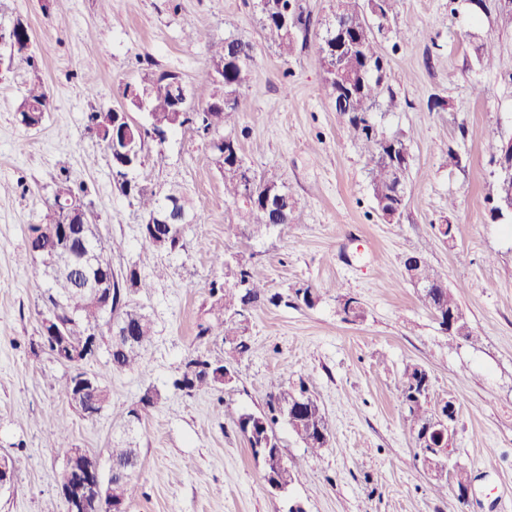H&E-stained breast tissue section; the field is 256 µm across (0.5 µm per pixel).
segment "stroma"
Here are the masks:
<instances>
[{"instance_id": "obj_1", "label": "stroma", "mask_w": 512, "mask_h": 512, "mask_svg": "<svg viewBox=\"0 0 512 512\" xmlns=\"http://www.w3.org/2000/svg\"><path fill=\"white\" fill-rule=\"evenodd\" d=\"M311 19L304 45L281 57L259 24L257 0H0V31L21 21L33 63L14 59L0 72V453L15 476L0 491V512H67L59 476L71 449L108 466L107 450L124 440L139 450L138 491L127 512H512V216L491 220L494 180L488 142L512 136V19L502 0H398L375 36L386 55L393 109L377 107L387 133L408 138L409 177L398 222L379 215L364 160L349 140L329 94L319 47L335 0H298ZM244 38L254 60L225 132L240 141L252 168L277 172L296 201L294 224L228 238L235 210L207 140L192 126L148 138L133 175L142 188L184 189L197 210L185 246L159 252L143 239L146 217L121 192L89 116L124 105L126 87L145 72H171L190 91L192 111L212 98L205 41ZM494 50L482 66L480 45ZM41 80L52 108L24 127L16 112L26 88ZM457 153L458 166L447 163ZM68 178L110 246L116 273L136 269L150 283L134 295L154 323L140 365L115 371L107 352L85 361L109 402L82 417L60 394L71 374L41 345L46 284L39 262L25 258L29 227L43 223L59 178ZM456 227L454 242L438 233ZM420 255L449 287L477 343L443 332L410 282L406 254ZM252 264L280 305L251 310L249 356L234 362L231 387L192 393L173 386L186 361L224 359L221 341L199 344L197 324L222 277L214 255ZM319 290L314 307L296 288ZM350 295L363 320L343 321L337 298ZM424 367L431 402H455V457L472 493L436 495L406 425L398 387L406 364ZM306 381L330 428L319 455L286 422L274 432L293 471L287 491L270 492L263 464L231 419L264 408L269 382ZM156 403L141 408L145 393ZM136 409L124 426L119 413ZM65 440H57V427Z\"/></svg>"}]
</instances>
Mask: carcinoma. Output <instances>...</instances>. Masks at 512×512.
Here are the masks:
<instances>
[{
	"instance_id": "1",
	"label": "carcinoma",
	"mask_w": 512,
	"mask_h": 512,
	"mask_svg": "<svg viewBox=\"0 0 512 512\" xmlns=\"http://www.w3.org/2000/svg\"><path fill=\"white\" fill-rule=\"evenodd\" d=\"M396 0H336V13L339 14L343 31L349 46L336 58V66L343 74L340 82L331 83V95L335 110L343 116L347 133L366 148L367 166L373 198L379 212L387 210L402 212V194L405 193L408 170L407 147L401 135L387 134L373 118V108L385 92L386 71L379 67L384 60L378 51L371 14L386 19L393 13ZM289 12L293 22L286 26L280 17ZM262 29L267 39L277 45L281 54L291 56L297 48V39L307 40L310 20L296 5V0H265L261 10ZM211 60L224 62V95L233 97L230 105H221L212 100L200 112L195 120L203 131L212 128L216 131L224 128L229 113L237 110L240 88L245 82L248 68L253 61L252 46L242 38L226 39L218 44L209 45ZM179 76L169 73H147L142 81L157 87L150 100L148 127L139 136L140 148H145V137L149 134L162 139L173 126H184L189 117L178 118L177 103L181 97L180 87L175 84ZM52 100L42 83H34L27 90L19 104L20 121L28 126L42 122L41 110H49ZM241 153L239 140L234 138L217 153V162L224 173V198L232 203H240L238 219L224 227L228 237L238 238L249 230L253 233L274 221L273 214L266 211L261 195L251 193V187L258 190H277L285 187L274 173H259L251 167L236 164V155ZM122 192L137 199L147 217H152L157 205L156 194H148L128 180L119 182ZM512 193L499 182L491 184L487 194L491 219H499L497 202L509 198ZM43 225L33 224L27 239L26 252L36 256V250L46 247L50 240L43 236ZM145 242L156 250L176 252L183 248V236L174 230H168L165 224L143 225ZM80 243L72 244L73 254L70 262L48 285L45 301L54 303L58 298H67L78 309V314L69 318L62 317L64 339L73 347L89 344L91 336L102 328V311L93 305L87 297L90 288L97 287L102 281L109 283L112 311L116 312V321L129 322L136 331L133 341L118 346V350L109 357L112 369L125 371L136 367L153 336L151 320L141 310L131 306V294L146 291L150 284L142 279L134 269L126 273L114 274L112 266L84 270L78 263L81 256ZM417 254L406 255L404 267L406 273L414 272L429 288L420 292L421 299L437 318L442 330L451 336L467 341L475 340L466 314L457 302L455 290L448 287L444 278L423 261L413 265ZM214 263L224 268V282L213 281L210 284L212 297L208 314L212 319L197 325V340L203 345L216 335L222 339L224 348L235 357L249 353L251 345L245 336L246 323L254 304L266 300L279 305L282 297L278 294L267 295V282L259 278L253 269L241 261L234 266L226 265L224 256H215ZM351 296L343 295L339 299V312L343 320L357 322L364 318L361 304L351 307ZM230 371L225 361H214L207 356H198L185 364L181 377L174 382L178 390L191 393L200 387L218 392L224 388L214 383L210 373ZM431 378L422 366L415 363L405 365L399 388V400L407 411L406 422L412 434L416 435L429 425L436 408L430 407ZM308 391L304 380L296 385L285 386L277 379L270 381V392L266 408L257 412H246L232 419L233 424L247 440L255 456L262 459L265 475L280 488L287 489L293 481V473L285 461L278 439L274 434V425L281 419L288 423L291 431L303 443L304 447L315 452L326 447L330 430L322 409L317 401H312L304 409L297 408L298 398ZM109 458L117 464L138 459L137 449L127 446H114L108 449Z\"/></svg>"
}]
</instances>
